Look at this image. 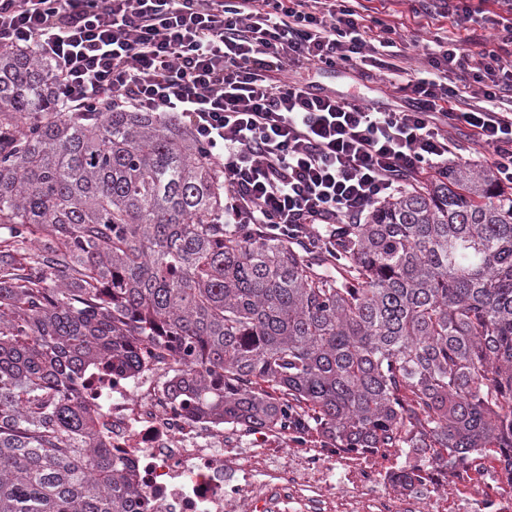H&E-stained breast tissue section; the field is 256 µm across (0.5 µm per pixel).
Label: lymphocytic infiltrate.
<instances>
[{
  "label": "lymphocytic infiltrate",
  "mask_w": 512,
  "mask_h": 512,
  "mask_svg": "<svg viewBox=\"0 0 512 512\" xmlns=\"http://www.w3.org/2000/svg\"><path fill=\"white\" fill-rule=\"evenodd\" d=\"M432 33L405 66L406 26L362 0H0V43L35 48L74 110L179 116L224 175V221L330 243L375 203L448 168L449 129L492 149L512 185V0H417ZM442 19L498 44L437 32ZM377 71L407 109L314 92L302 70Z\"/></svg>",
  "instance_id": "1"
}]
</instances>
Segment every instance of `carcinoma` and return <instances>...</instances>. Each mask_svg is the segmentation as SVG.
Here are the masks:
<instances>
[{
    "instance_id": "carcinoma-1",
    "label": "carcinoma",
    "mask_w": 512,
    "mask_h": 512,
    "mask_svg": "<svg viewBox=\"0 0 512 512\" xmlns=\"http://www.w3.org/2000/svg\"><path fill=\"white\" fill-rule=\"evenodd\" d=\"M0 45V512H135L85 368L183 356L227 425L415 448L398 480L494 451L512 476V190L448 164L336 231V259L224 223V177L175 116L63 110Z\"/></svg>"
}]
</instances>
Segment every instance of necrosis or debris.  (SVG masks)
I'll list each match as a JSON object with an SVG mask.
<instances>
[{
  "instance_id": "4bbe7bcc",
  "label": "necrosis or debris",
  "mask_w": 512,
  "mask_h": 512,
  "mask_svg": "<svg viewBox=\"0 0 512 512\" xmlns=\"http://www.w3.org/2000/svg\"><path fill=\"white\" fill-rule=\"evenodd\" d=\"M176 358L146 350L136 371H86L75 388L95 413L112 462L131 469L141 512H512V481L494 460L449 469L435 485L400 487L391 466L289 431L237 445L221 421L170 391Z\"/></svg>"
}]
</instances>
